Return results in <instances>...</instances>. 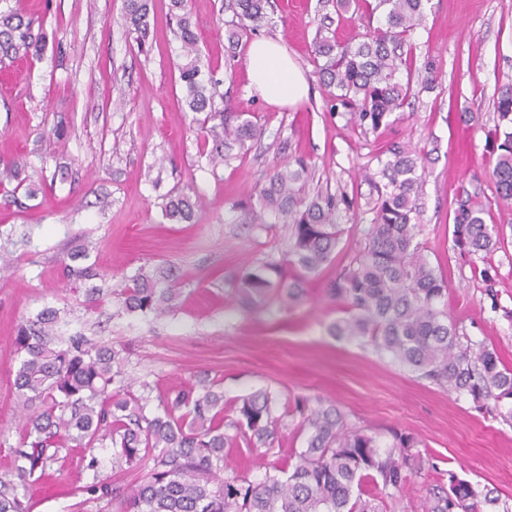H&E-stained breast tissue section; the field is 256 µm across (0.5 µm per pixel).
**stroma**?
Segmentation results:
<instances>
[{
  "label": "stroma",
  "instance_id": "35a3bbf8",
  "mask_svg": "<svg viewBox=\"0 0 512 512\" xmlns=\"http://www.w3.org/2000/svg\"><path fill=\"white\" fill-rule=\"evenodd\" d=\"M272 2V21L260 35L286 47L309 85L291 106L268 104L250 90L251 41L229 52L225 23L232 14L225 0H189L200 52L219 82V107L249 113L264 130L245 153L215 166L202 153L197 115L185 104L169 0H151L150 31L141 43L128 32L124 0H7V7L41 18L45 47L14 63L0 83V157L25 165L24 185L0 184V232L13 239L11 267L0 269V476L9 473L23 438L12 394L16 329L55 308L69 313L62 335L79 331L124 347L127 376L155 391L205 376L228 401L267 388L291 400L335 404L384 444L395 431L415 437L433 468L411 478L395 512H422L430 485L448 469L512 499V424L370 348L330 336L337 311L324 294L354 245L353 225L371 218L365 172L377 169L391 143L416 147L426 164L420 238L448 278V313L512 364V204L497 197L487 136L497 121V89L512 82V0H431L411 36L416 94L374 133L331 112L319 84L312 44L320 0ZM57 125L63 136L52 135ZM298 158L314 167L308 193L351 201L342 214V241L293 308L274 302L241 312L229 279L256 259L279 256L288 227L249 232L255 218L239 204L254 195L266 171ZM31 185L38 189L33 197ZM175 189L199 196L198 217L163 218ZM462 189L484 208L486 222L503 231L501 249L483 262L496 271L489 285L452 248ZM81 245L115 290L139 268L173 267L179 288L173 310L144 317L107 301L85 311L83 292L61 275L62 257ZM80 454L59 449L51 479L30 480L33 512H114L73 497L90 480L76 465Z\"/></svg>",
  "mask_w": 512,
  "mask_h": 512
}]
</instances>
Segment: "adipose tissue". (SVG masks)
<instances>
[{
    "instance_id": "adipose-tissue-1",
    "label": "adipose tissue",
    "mask_w": 512,
    "mask_h": 512,
    "mask_svg": "<svg viewBox=\"0 0 512 512\" xmlns=\"http://www.w3.org/2000/svg\"><path fill=\"white\" fill-rule=\"evenodd\" d=\"M248 77L254 90L269 104L283 106L306 91L302 71L287 49L273 39L255 40L248 53Z\"/></svg>"
}]
</instances>
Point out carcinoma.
I'll list each match as a JSON object with an SVG mask.
<instances>
[{
    "instance_id": "1",
    "label": "carcinoma",
    "mask_w": 512,
    "mask_h": 512,
    "mask_svg": "<svg viewBox=\"0 0 512 512\" xmlns=\"http://www.w3.org/2000/svg\"><path fill=\"white\" fill-rule=\"evenodd\" d=\"M150 0H126L129 31L142 41L149 25ZM429 0H355L367 18L365 33L348 41L320 37L313 47L321 85L330 109L343 110L355 125L373 132L388 125L411 95L412 46L409 38L424 18ZM270 0H228L229 43L259 31L269 23ZM185 63L179 78L193 112L219 114L212 80L204 78L198 37L192 29L188 0H170ZM36 19L0 10V65L27 59L42 43ZM498 123L489 130L496 144L491 170L498 198L512 201V83L500 86L495 99ZM223 121L205 130L212 140L208 158L229 162L261 138L263 129L244 112H227ZM21 166L0 158V178L23 182ZM311 172L299 158L295 165L277 167L257 184L256 200L239 204L288 225V245L277 258L266 257L239 270L230 280L242 308L251 310L270 301L284 307L306 294V285L331 261L343 228L339 204L346 199L329 193L305 192ZM376 197L368 202L372 218L356 225L357 240L347 264L326 288L341 316L329 332L357 340L378 355L427 379L458 397L470 399L512 423V366L496 346L469 336L448 317V278L429 261L421 232L423 169L421 151L394 144L386 160L369 176ZM197 202L176 192L164 205L170 221H190ZM502 235L488 224L484 209L467 190L458 193L452 229L453 249L471 263L494 251ZM83 246L72 250L64 272L74 285L98 278ZM175 279L173 270L157 265L139 269L128 284L113 292L127 312L160 316L173 308L176 288H161ZM59 311L46 309L36 320L18 325L15 336L19 365L13 394L26 415L22 447L14 451L12 471L24 481L45 474L57 451L69 444L84 449L82 469L92 481L77 490L94 500L116 504L117 512H387L412 476L424 472L427 460L416 450L419 442L403 433L382 451L376 436L352 423L333 405L310 407L302 398L277 414L279 395L268 389L247 394L231 404L215 384L187 383L156 396L157 412H147L152 388H134L127 377L124 349L85 336H57ZM235 433L224 432L226 413ZM299 416L305 447L280 466L265 471L259 481L230 474L220 479L227 448L250 451L274 449L284 418ZM110 445L112 466L150 464L135 487L122 492L99 474L93 450ZM448 480L429 488L423 512H480V506L507 503L448 471ZM27 485L0 480V512H31Z\"/></svg>"
}]
</instances>
